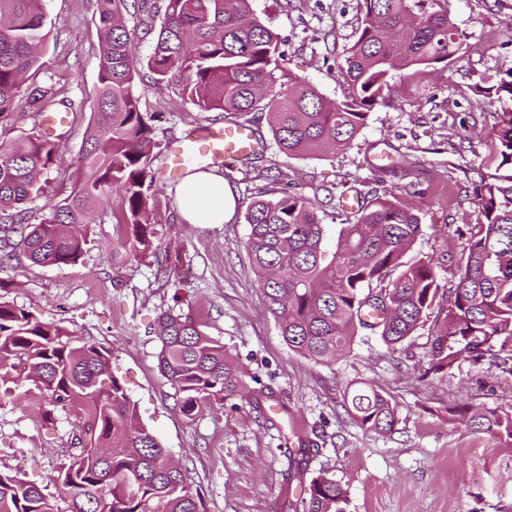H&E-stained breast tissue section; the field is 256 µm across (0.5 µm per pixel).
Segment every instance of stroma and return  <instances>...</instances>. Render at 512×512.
I'll return each mask as SVG.
<instances>
[{"mask_svg": "<svg viewBox=\"0 0 512 512\" xmlns=\"http://www.w3.org/2000/svg\"><path fill=\"white\" fill-rule=\"evenodd\" d=\"M254 13L281 39L285 67L324 97L336 100L345 82L337 61L355 39L358 0H250ZM463 35L448 62L417 68L396 86L388 104L373 112L351 148L323 156H289L275 145L266 120L254 122L257 155L216 167L233 193L232 219L189 224L180 216L176 183H165L151 205L163 250L180 262L170 281L156 279L151 256L113 259L119 193L104 200L91 242L73 265L33 264L19 257L0 266V297L31 319L63 326L76 339L110 348L113 368L143 421L163 448L186 466L207 512H303L298 481H285L287 439L303 438L305 477L327 474L348 492L347 512H512V440L497 429L460 423L457 414L512 416V374L491 362L458 359L428 373L445 299L401 350L380 336L359 332L336 363L314 362L290 349L268 312L245 248L251 201L267 193L298 192L320 205L327 247L344 217L326 206L328 195L353 187L366 196H424L422 234L405 262L431 258L438 282L453 292L466 240L460 232L478 223L474 192L487 173L496 103L476 89L479 74L512 73V0H448ZM49 32L42 76L71 105L70 125L56 164L47 172L46 195L31 205L41 217L72 187L98 86L99 20L94 0H45ZM141 107L153 115L159 143L152 163L161 170L170 142L202 125L220 126L222 112H201L166 87H148ZM191 316L246 368L247 384L261 398L186 419L157 368L155 320L165 311ZM369 386L390 398L398 424L378 435L358 427L345 404ZM273 398H266V391ZM40 394L21 383L0 402V472L46 485L47 476L73 451L81 415L60 412L47 429Z\"/></svg>", "mask_w": 512, "mask_h": 512, "instance_id": "1", "label": "stroma"}]
</instances>
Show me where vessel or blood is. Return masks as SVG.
Here are the masks:
<instances>
[{
	"label": "vessel or blood",
	"mask_w": 512,
	"mask_h": 512,
	"mask_svg": "<svg viewBox=\"0 0 512 512\" xmlns=\"http://www.w3.org/2000/svg\"><path fill=\"white\" fill-rule=\"evenodd\" d=\"M259 144L256 130L249 125L198 126L171 143L164 177L173 181L190 167L219 165L228 159L246 157Z\"/></svg>",
	"instance_id": "1"
}]
</instances>
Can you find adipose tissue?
Masks as SVG:
<instances>
[{
  "label": "adipose tissue",
  "instance_id": "1",
  "mask_svg": "<svg viewBox=\"0 0 512 512\" xmlns=\"http://www.w3.org/2000/svg\"><path fill=\"white\" fill-rule=\"evenodd\" d=\"M179 208L187 223L221 224L233 215L235 200L222 177L201 171L184 179Z\"/></svg>",
  "mask_w": 512,
  "mask_h": 512
}]
</instances>
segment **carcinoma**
Wrapping results in <instances>:
<instances>
[{"label": "carcinoma", "instance_id": "carcinoma-1", "mask_svg": "<svg viewBox=\"0 0 512 512\" xmlns=\"http://www.w3.org/2000/svg\"><path fill=\"white\" fill-rule=\"evenodd\" d=\"M95 4L99 87L77 176L70 193L31 224L23 205L45 194L41 176L60 148L41 131V119L61 101L53 84L31 81L48 36L43 0H0L1 266L20 253L35 264L77 263L90 242L97 201L116 187L122 191L119 244L134 254L160 249L150 207L158 191L151 169L157 141L138 93L146 76L178 90L201 112H224L226 122L266 117L278 148L297 156L351 147L402 70L443 63L462 44L441 0H359L361 25L338 64L347 93L331 101L288 72L278 34L252 15L249 0H164L160 24H145L153 51L144 64L132 53L124 14L152 19L156 5ZM476 88L499 105L495 149L487 158L493 173L476 190L481 220L469 228L443 331L431 344L432 373L461 357L475 363L489 357L512 373V74ZM23 105L31 110L33 131L10 137ZM421 213L420 201L365 197L338 225L327 258L325 224L303 195L285 191L248 205L245 248L267 310L292 350L331 363L350 349L360 328L378 332L393 351L402 347L440 290L432 260L403 262L422 233ZM156 338L157 367L186 418L248 397L243 365L191 317L162 312ZM22 375L41 393L47 423L74 406L84 416L76 453L48 477L59 497L0 474V512H206L187 469L172 462L112 370V350L79 343L0 299V401L10 397L7 380ZM349 400L348 413L362 430L394 431L396 409L377 390L359 387ZM469 422L512 439L509 415L481 414ZM304 494V512H346V489L326 475L306 483Z\"/></svg>", "mask_w": 512, "mask_h": 512}]
</instances>
